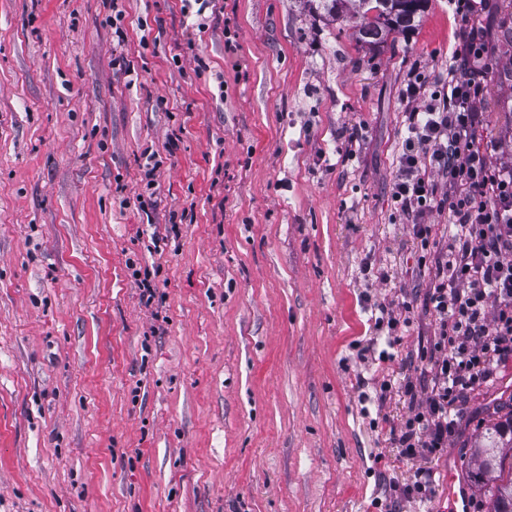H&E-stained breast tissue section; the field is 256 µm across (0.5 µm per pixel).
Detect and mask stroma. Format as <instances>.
Wrapping results in <instances>:
<instances>
[{
  "instance_id": "35a3bbf8",
  "label": "stroma",
  "mask_w": 512,
  "mask_h": 512,
  "mask_svg": "<svg viewBox=\"0 0 512 512\" xmlns=\"http://www.w3.org/2000/svg\"><path fill=\"white\" fill-rule=\"evenodd\" d=\"M182 6L121 0L118 47L103 0H0V512H439L442 488L401 497L423 461L380 386L430 385V273L391 188L402 90L447 71L458 18L428 0L373 48L311 0H212L199 27ZM477 22L507 163L512 0ZM405 300L387 346L379 309ZM508 387L512 359L436 471L472 468Z\"/></svg>"
}]
</instances>
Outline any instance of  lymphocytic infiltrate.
<instances>
[{
	"label": "lymphocytic infiltrate",
	"mask_w": 512,
	"mask_h": 512,
	"mask_svg": "<svg viewBox=\"0 0 512 512\" xmlns=\"http://www.w3.org/2000/svg\"><path fill=\"white\" fill-rule=\"evenodd\" d=\"M450 2L465 48L452 54L447 77L417 73L403 89L405 137L392 186L397 211L421 245L433 234L425 222L432 210H447L452 226L449 244L430 265L436 330L420 354L432 373L430 391L420 403L410 379L383 386L415 401L392 437L412 458L447 447L462 403L512 357V164L495 158L479 137L487 64L476 5Z\"/></svg>",
	"instance_id": "f902f5d3"
}]
</instances>
